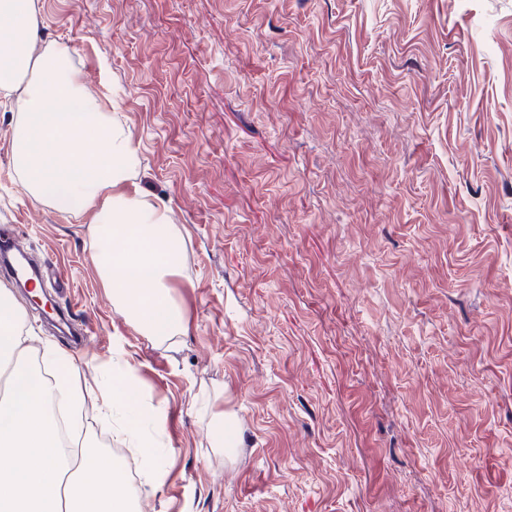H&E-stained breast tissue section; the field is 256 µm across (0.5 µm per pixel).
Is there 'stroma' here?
<instances>
[{
    "instance_id": "obj_1",
    "label": "stroma",
    "mask_w": 512,
    "mask_h": 512,
    "mask_svg": "<svg viewBox=\"0 0 512 512\" xmlns=\"http://www.w3.org/2000/svg\"><path fill=\"white\" fill-rule=\"evenodd\" d=\"M114 101L184 242L156 344L96 274L92 214L28 196L0 94V229L50 259L97 348L25 309L87 386L158 410L147 512H512V0H33ZM235 414L232 456L209 409Z\"/></svg>"
}]
</instances>
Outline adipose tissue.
<instances>
[{
	"mask_svg": "<svg viewBox=\"0 0 512 512\" xmlns=\"http://www.w3.org/2000/svg\"><path fill=\"white\" fill-rule=\"evenodd\" d=\"M32 0H0V91L17 93L13 161L24 191L63 212L95 209L92 248L113 307L142 335L163 343L187 330L169 282L182 271L181 235L168 210L147 199L135 174L139 157L113 102L90 94L68 44L35 53ZM24 311L0 286V512H142L111 456L88 451L71 468L60 446L54 409L80 414L83 390L71 357L44 344L39 365L24 357ZM100 389L106 418L145 407L131 388V366ZM115 434L142 457L145 482L165 474L155 440L141 429Z\"/></svg>",
	"mask_w": 512,
	"mask_h": 512,
	"instance_id": "adipose-tissue-1",
	"label": "adipose tissue"
}]
</instances>
